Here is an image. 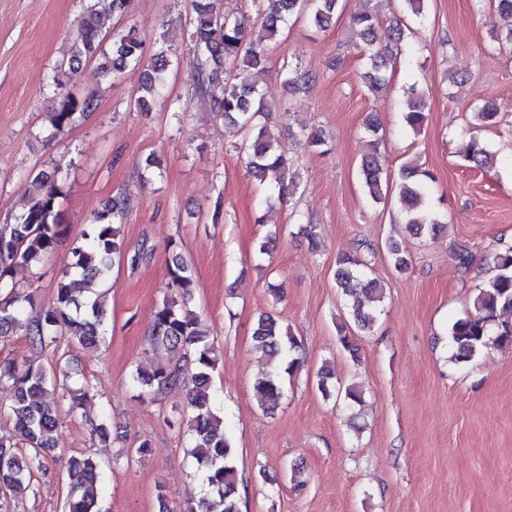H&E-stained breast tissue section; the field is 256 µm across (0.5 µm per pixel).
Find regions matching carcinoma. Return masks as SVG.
<instances>
[{
    "label": "carcinoma",
    "instance_id": "1",
    "mask_svg": "<svg viewBox=\"0 0 512 512\" xmlns=\"http://www.w3.org/2000/svg\"><path fill=\"white\" fill-rule=\"evenodd\" d=\"M132 0H108L104 10L87 7L78 21V34L68 55L53 68L51 83L61 84L60 75L77 72L85 61L98 63L105 76H116L128 68H138L146 57L151 65L143 73L136 103L148 112L154 98L166 87L171 65L170 48L163 34L149 45L130 30L112 33L113 15L128 12ZM197 53L201 70L197 84L224 112V117L249 131V136L236 148L247 172L260 183H268L262 206L271 209L285 195L297 189L288 178L290 158L278 149L263 119L268 108L263 89L249 77L251 70L262 71L280 34L300 19L327 30L336 22L342 0H252L254 19L235 13L216 15L208 0H190ZM364 7L350 17V32L366 62L363 73L365 86L371 92L388 82L387 72L394 65V51L407 38V21L424 17L427 0H398L403 18L389 21L381 27L375 0H363ZM498 18L494 38L501 46H512V0H492ZM292 93L308 88L312 76L292 64L280 70ZM95 107L92 95H62L55 98L52 108L53 131L60 133L72 124L76 115L91 112ZM425 95L414 84L404 93L403 114L406 125L419 131L427 120ZM473 125H496L498 109L488 98L469 106ZM366 150L359 161V174L366 195L381 203L394 195L400 203V217L408 229L417 234L437 237L445 224L426 203L428 183L432 174L411 160L401 166L397 176H391L378 152L379 122L368 118L365 127ZM288 138L303 149L326 154L329 141L317 127L298 133L288 131ZM465 157L479 168L494 164V156L485 144L471 137L465 146ZM66 176L57 166L35 175L29 185L30 203L14 218V223L0 226V339L18 332L24 333L30 345L41 351L63 340L86 349L104 342L106 313L95 298L96 289L110 282L116 260L126 258L136 267L147 257L139 250L125 253L117 225L126 216L130 202L115 196L93 215L72 249V262L58 283L55 298L48 305L36 306L34 300L16 291L12 280L18 266L32 268L53 252L57 238L56 216L63 196ZM168 287L176 294L165 296L155 307L147 342L150 349L163 351L167 363L152 370H136L132 382L144 389L164 391L180 388L185 391L191 415L187 420L198 477L203 486L202 497L187 512H239V491L235 466L236 449L224 424V410L212 391V374L221 359V351L202 325L198 316L187 309L192 298L194 279L189 264L173 253L168 267ZM336 288L354 298L351 316L361 331L371 329L382 303L385 288L368 273V266L357 255L343 254L336 260ZM474 311L453 321L450 327L452 359L457 364L470 362L489 347L512 346V331L504 329L491 334V324L504 312L512 311V250L496 256V274L481 287L473 304ZM255 345L267 357V369L255 379L254 389L260 406L274 410L283 396L286 381L302 366L296 356L298 341L272 315H261L250 329ZM192 365L195 373L191 382L182 377L183 366ZM331 371L319 373L318 389L323 397L341 399L347 406L363 402L362 391L354 385L343 388L331 384ZM55 380L43 368L25 360L0 359V385L12 389L11 402L0 405L13 423L12 431L0 434V492L15 499L35 493V472L44 468L47 451L55 447L59 415L43 404L41 396ZM68 412L78 413L87 397L86 387H68L63 393ZM91 436L109 441L111 431L106 417L89 421ZM67 473L70 491L68 512H101L99 491L103 472L97 457L80 455L70 460Z\"/></svg>",
    "mask_w": 512,
    "mask_h": 512
}]
</instances>
